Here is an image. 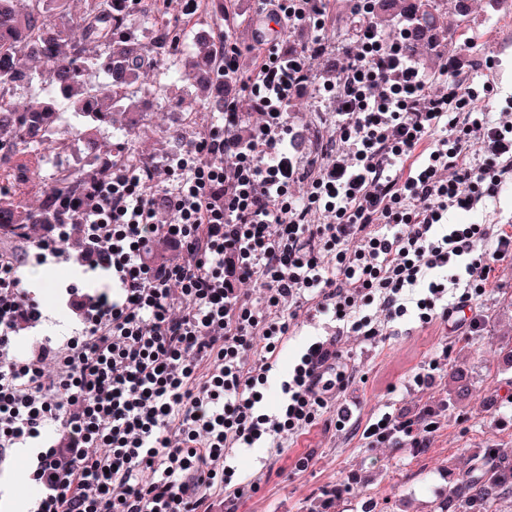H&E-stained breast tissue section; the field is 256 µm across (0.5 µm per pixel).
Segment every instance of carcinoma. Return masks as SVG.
<instances>
[{
	"label": "carcinoma",
	"instance_id": "obj_1",
	"mask_svg": "<svg viewBox=\"0 0 512 512\" xmlns=\"http://www.w3.org/2000/svg\"><path fill=\"white\" fill-rule=\"evenodd\" d=\"M370 9L379 27L406 30L405 53L429 70L455 56L474 21L473 0H371ZM160 13L158 0H84L75 17L67 0H0V167L23 152L40 154L43 133L60 121L59 103L92 147L97 131L115 127L118 114H143L151 103L133 85L151 66L165 78L191 81L200 106L214 114L232 104L242 114L252 111L250 100L239 96L235 76L218 73L224 33L195 38L185 58ZM122 157L100 155L89 171L55 168L54 185L34 210L14 195L0 197V243L18 245L31 224L60 223L67 217L64 203L85 198L108 180ZM471 393L469 370L450 365L446 395L421 419L432 421ZM446 474L451 496L445 503L453 512H487L486 505L512 497V458L497 448L474 451Z\"/></svg>",
	"mask_w": 512,
	"mask_h": 512
}]
</instances>
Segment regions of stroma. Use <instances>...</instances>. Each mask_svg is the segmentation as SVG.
<instances>
[{"mask_svg": "<svg viewBox=\"0 0 512 512\" xmlns=\"http://www.w3.org/2000/svg\"><path fill=\"white\" fill-rule=\"evenodd\" d=\"M240 20L233 38L241 48V67L250 69L257 59L256 32L267 31L269 19L264 0H238ZM186 0H164L162 17L170 28L195 35L199 30L222 27L214 7L192 12ZM495 59L492 72L478 71V79H489L491 100L512 94V10L488 14L478 4L475 28L460 52L464 67L485 58ZM156 72L141 74L138 86L151 91L152 106L135 133L128 136L130 152L165 161L174 147L163 136L164 130L180 126L184 141L198 139L214 118L197 111L191 124H179L178 108L171 95L158 94ZM332 120L333 115L322 93L309 90L296 99L289 121L298 134L295 157H305L309 126L315 116ZM484 321L478 332L447 329L437 325L418 329L415 317H407L393 335L373 341L347 336L343 344L356 367V378L338 401L350 408L354 425L341 428L336 413H329V428L316 430L309 441L289 447V462L283 473L262 475L261 491L245 499L239 512H310L323 490L338 484L350 489L332 501L330 512H364L375 505V512H438L439 502L448 494L444 470L449 459L474 448L494 446L512 456V369L505 368L501 347L512 342V266H505L495 286L481 304ZM447 352L449 361L466 362L472 375L471 398L452 411L441 413L429 448L421 457L409 452L394 453L387 448L367 447L362 426L371 416L384 411L414 417L423 404H436L443 396L447 372L438 369L428 385L418 389L406 386L408 375L419 371L433 355ZM309 456L307 468L296 469L293 456ZM25 465L16 456L0 463V512H31L36 499L33 488L19 486L16 475Z\"/></svg>", "mask_w": 512, "mask_h": 512, "instance_id": "stroma-1", "label": "stroma"}]
</instances>
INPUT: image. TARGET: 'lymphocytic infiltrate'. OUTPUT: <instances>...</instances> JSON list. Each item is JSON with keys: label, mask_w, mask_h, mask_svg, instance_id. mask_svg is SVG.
Listing matches in <instances>:
<instances>
[{"label": "lymphocytic infiltrate", "mask_w": 512, "mask_h": 512, "mask_svg": "<svg viewBox=\"0 0 512 512\" xmlns=\"http://www.w3.org/2000/svg\"><path fill=\"white\" fill-rule=\"evenodd\" d=\"M267 5L290 30L325 14L323 0ZM355 11L336 120L306 165L288 156L286 106L310 81L308 57L332 48L319 35L295 57L264 47L241 78L254 118L228 110L158 167L115 164L69 220L0 249V460L36 449L33 512H237L261 489L238 452L280 454L319 426L352 378L344 337L374 340L411 315L423 329L480 327L477 301L512 265V224L448 216L484 212L512 186V97L490 111L489 83L428 75L403 29ZM50 257L84 271L65 287L74 326L23 351L21 331L43 317L26 272ZM319 316L327 336L272 387ZM435 429L385 412L363 436L415 447ZM315 321V323L307 324L300 328L297 335L293 336L292 340L288 343V348L285 350L276 371L272 375L271 384L273 387L276 388L280 381L285 378L288 362H291L309 341L318 336H326L325 332L328 325L325 322L328 321L323 319V317Z\"/></svg>", "instance_id": "lymphocytic-infiltrate-1"}]
</instances>
